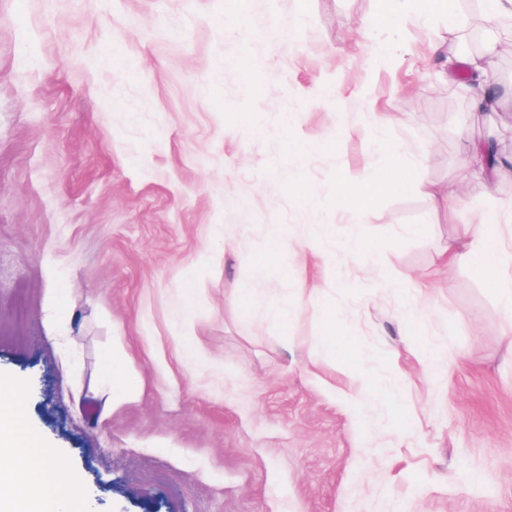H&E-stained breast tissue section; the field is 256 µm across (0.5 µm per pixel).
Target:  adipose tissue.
Returning a JSON list of instances; mask_svg holds the SVG:
<instances>
[{
	"label": "adipose tissue",
	"mask_w": 512,
	"mask_h": 512,
	"mask_svg": "<svg viewBox=\"0 0 512 512\" xmlns=\"http://www.w3.org/2000/svg\"><path fill=\"white\" fill-rule=\"evenodd\" d=\"M409 188L437 205L448 204L447 186L411 183L403 178L383 180L375 175L362 183L340 180L338 197L342 202L364 207L374 193ZM493 220V215L483 214L476 223L464 225L457 244L449 247L442 259L443 268L465 264L483 276L498 277L507 257L501 238L488 229ZM320 347L348 368L362 390L379 392V384L353 362L354 337L331 330L322 336ZM23 403L21 384L0 373V455L8 456L12 464L8 474L0 473V512H87L73 478L57 464V450L28 430L21 413Z\"/></svg>",
	"instance_id": "1"
}]
</instances>
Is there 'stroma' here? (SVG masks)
<instances>
[{"label":"stroma","mask_w":512,"mask_h":512,"mask_svg":"<svg viewBox=\"0 0 512 512\" xmlns=\"http://www.w3.org/2000/svg\"><path fill=\"white\" fill-rule=\"evenodd\" d=\"M384 8L0 0V372L89 512H512V317L494 279L437 270L512 204V167L491 198L460 152L512 158V47L479 114L428 60L444 19L402 0L363 29ZM391 139L447 215L413 191L339 203ZM275 228L313 249L260 287ZM313 287L389 401L319 349ZM116 346L137 395L112 396Z\"/></svg>","instance_id":"stroma-1"}]
</instances>
